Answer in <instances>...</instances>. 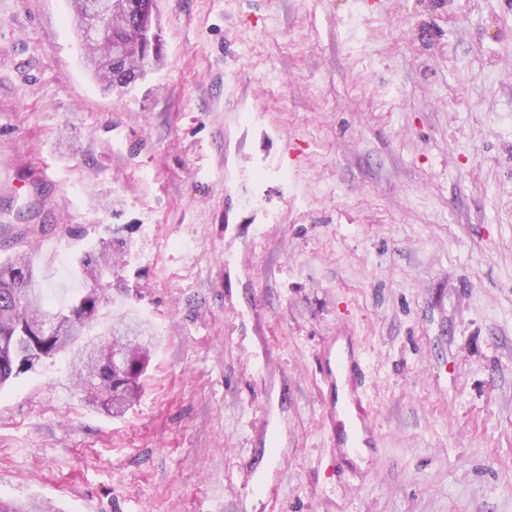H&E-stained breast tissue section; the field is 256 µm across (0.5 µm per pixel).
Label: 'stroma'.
Wrapping results in <instances>:
<instances>
[{"label": "stroma", "mask_w": 512, "mask_h": 512, "mask_svg": "<svg viewBox=\"0 0 512 512\" xmlns=\"http://www.w3.org/2000/svg\"><path fill=\"white\" fill-rule=\"evenodd\" d=\"M163 66L102 89L68 0H0V261L53 303L124 226L158 344L89 406L67 354L0 388V498L59 512H512V0H156ZM353 336L380 434L333 466Z\"/></svg>", "instance_id": "35a3bbf8"}]
</instances>
